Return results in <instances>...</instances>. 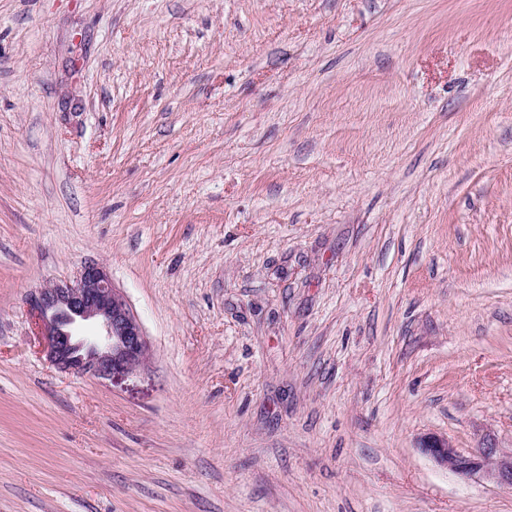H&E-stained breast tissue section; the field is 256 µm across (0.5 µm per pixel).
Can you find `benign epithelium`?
<instances>
[{
	"instance_id": "benign-epithelium-1",
	"label": "benign epithelium",
	"mask_w": 512,
	"mask_h": 512,
	"mask_svg": "<svg viewBox=\"0 0 512 512\" xmlns=\"http://www.w3.org/2000/svg\"><path fill=\"white\" fill-rule=\"evenodd\" d=\"M27 304L47 359L62 371L112 378L131 373L146 360L143 327L98 262H85L72 282L38 289ZM423 448L460 476L478 475L512 488V450L499 448L490 438L468 452L439 437L429 438Z\"/></svg>"
}]
</instances>
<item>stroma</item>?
Wrapping results in <instances>:
<instances>
[{
	"label": "stroma",
	"mask_w": 512,
	"mask_h": 512,
	"mask_svg": "<svg viewBox=\"0 0 512 512\" xmlns=\"http://www.w3.org/2000/svg\"><path fill=\"white\" fill-rule=\"evenodd\" d=\"M432 435L512 449V0H0V512H512ZM27 304L47 359L61 371L112 378L146 360L143 327L98 262H85L72 282L38 289ZM83 322L94 325L91 334L79 332Z\"/></svg>",
	"instance_id": "stroma-1"
}]
</instances>
